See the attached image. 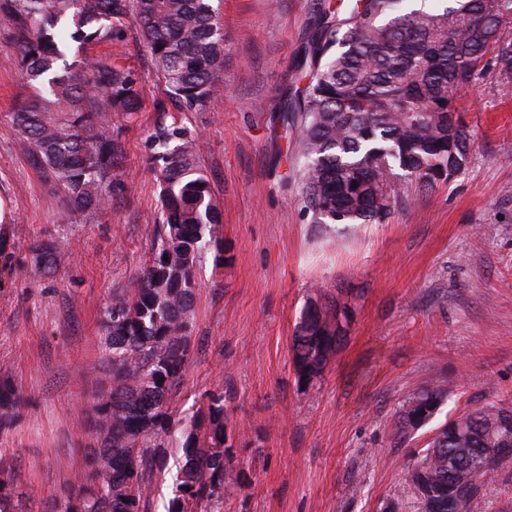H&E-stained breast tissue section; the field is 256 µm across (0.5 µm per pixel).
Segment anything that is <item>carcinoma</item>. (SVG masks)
Segmentation results:
<instances>
[{
  "mask_svg": "<svg viewBox=\"0 0 512 512\" xmlns=\"http://www.w3.org/2000/svg\"><path fill=\"white\" fill-rule=\"evenodd\" d=\"M398 4L355 0L340 20L341 38L324 16L305 48L310 79L283 122L300 120L301 180L317 224L379 223L402 201L401 180L429 186L461 172L472 146L462 93L491 69L512 74V0H448L441 12L423 5L401 11ZM130 15L166 93L204 107L224 81V28L213 0H0L24 76L43 87L11 118L33 161L63 191L64 223L109 200L118 153L110 114L128 117L141 103L138 79L110 59L87 58L73 70L67 41H110ZM156 141L164 221L132 286L101 312L112 388L93 402L100 447L74 483L51 495L52 512H149L152 479L172 448L179 457L167 512H220L224 487L241 482L227 445L223 394L209 395L206 410L189 420L169 412L191 354L194 267L203 249L221 243L195 142L178 130ZM56 258L51 245L32 249L41 272H51ZM318 321L319 313L305 310L292 340L296 374L307 382L325 367L324 343L308 335ZM447 397L441 385L414 393L400 412V435L425 426ZM27 406L0 386V431ZM487 448L497 449L491 463ZM511 458L512 410L491 401L442 425L407 481L421 512H475L482 481ZM457 470L475 480L459 485ZM0 512H19L11 467L1 459Z\"/></svg>",
  "mask_w": 512,
  "mask_h": 512,
  "instance_id": "1",
  "label": "carcinoma"
}]
</instances>
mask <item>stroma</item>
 Segmentation results:
<instances>
[{
	"label": "stroma",
	"mask_w": 512,
	"mask_h": 512,
	"mask_svg": "<svg viewBox=\"0 0 512 512\" xmlns=\"http://www.w3.org/2000/svg\"><path fill=\"white\" fill-rule=\"evenodd\" d=\"M224 83L206 107L164 91L132 19L84 52L133 71L131 118L113 117L121 154L112 202L80 223L22 148L11 120L33 94L0 21V383L30 402L0 432L23 512H49L99 442L93 399L103 368L99 312L150 257L162 221L150 172L160 129L197 141L196 166L220 215L221 248L198 257L192 351L171 399L174 417L224 396L241 483L222 512H418L406 472L437 428L495 401L512 406V78L486 75L461 100L474 135L452 179L403 184L381 223L318 224L304 206L299 123L281 114L301 83L299 50L341 0H218ZM58 248L34 271L31 247ZM348 307L324 372L300 383L291 344L312 304ZM449 396L429 424L400 438L405 401L434 383Z\"/></svg>",
	"instance_id": "35a3bbf8"
}]
</instances>
